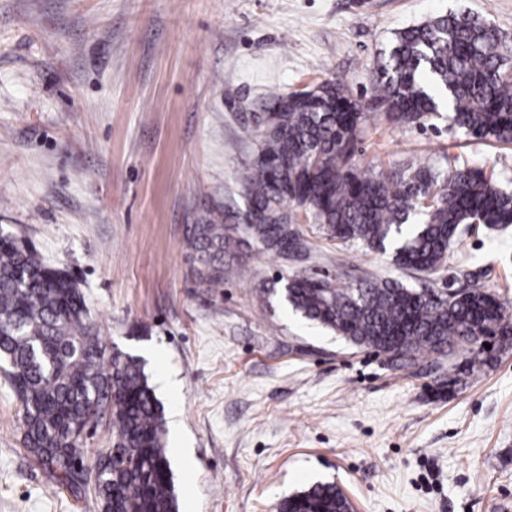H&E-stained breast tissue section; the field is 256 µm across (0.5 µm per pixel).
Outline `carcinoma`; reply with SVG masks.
I'll return each mask as SVG.
<instances>
[{
	"label": "carcinoma",
	"instance_id": "carcinoma-1",
	"mask_svg": "<svg viewBox=\"0 0 512 512\" xmlns=\"http://www.w3.org/2000/svg\"><path fill=\"white\" fill-rule=\"evenodd\" d=\"M375 73L368 103L336 77L274 92L266 111L252 114L258 150L242 170L246 210L190 229L209 287L224 286V252L235 242L228 222L243 224L264 252L281 255L288 240L307 253L290 203L332 238L382 250L398 242L399 268L426 274L446 265L463 225L512 224V195L480 169L407 163L387 172L361 161L359 149L369 112L421 128L441 116L440 98L465 135L512 144V37L465 13L433 17L395 31ZM417 212L423 222L409 223ZM281 294L303 318L404 366L458 350L473 366L486 353L473 336L512 335V303L477 287L450 295L395 280L296 274ZM0 360L20 403L24 444L56 485L93 492L100 512H178L163 411L141 360L109 351L70 275L7 236L0 237ZM95 410L109 416L112 447L90 458L81 431ZM77 464L104 466V481L76 484ZM280 512H351V505L336 482H317L289 495Z\"/></svg>",
	"mask_w": 512,
	"mask_h": 512
}]
</instances>
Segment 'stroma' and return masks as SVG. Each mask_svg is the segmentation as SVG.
I'll use <instances>...</instances> for the list:
<instances>
[{"label": "stroma", "instance_id": "1", "mask_svg": "<svg viewBox=\"0 0 512 512\" xmlns=\"http://www.w3.org/2000/svg\"><path fill=\"white\" fill-rule=\"evenodd\" d=\"M462 11L512 35V0H0V232L66 270L107 348L141 359L178 512H279L326 480L354 512H512V343L452 386L463 352L395 365L273 292L326 272L512 299V225H473L426 276L302 217L306 259L234 245L220 288L187 241L213 209H245L247 115L266 94L339 76L369 101L393 31ZM361 147L387 170L465 165L512 192V147L444 121L379 112ZM0 512H99L27 452L1 372Z\"/></svg>", "mask_w": 512, "mask_h": 512}]
</instances>
